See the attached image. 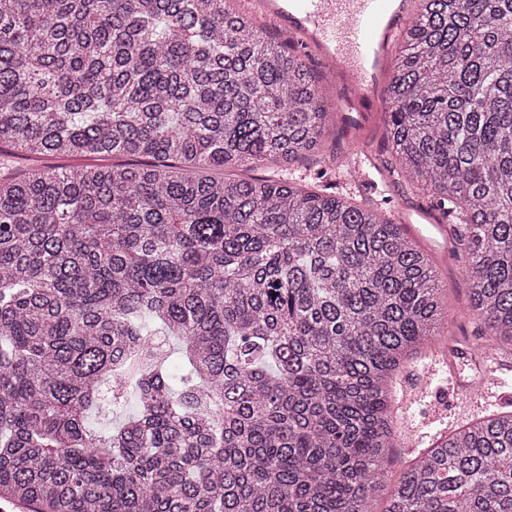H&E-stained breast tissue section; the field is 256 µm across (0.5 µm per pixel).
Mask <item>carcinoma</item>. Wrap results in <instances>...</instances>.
<instances>
[{
	"label": "carcinoma",
	"instance_id": "carcinoma-1",
	"mask_svg": "<svg viewBox=\"0 0 512 512\" xmlns=\"http://www.w3.org/2000/svg\"><path fill=\"white\" fill-rule=\"evenodd\" d=\"M385 93L397 175L512 345V0H420ZM326 136L316 75L231 0H0V144L146 159L0 179V502L373 512L399 359L448 323L438 274L351 182L213 176ZM385 512H512V413L415 457Z\"/></svg>",
	"mask_w": 512,
	"mask_h": 512
}]
</instances>
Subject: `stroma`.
Here are the masks:
<instances>
[{"instance_id":"35a3bbf8","label":"stroma","mask_w":512,"mask_h":512,"mask_svg":"<svg viewBox=\"0 0 512 512\" xmlns=\"http://www.w3.org/2000/svg\"><path fill=\"white\" fill-rule=\"evenodd\" d=\"M327 108L332 114L331 136L325 151L307 155L293 166L299 184L313 186L318 172H326L329 180H341L345 160L359 148H368L382 170H391L394 153L384 137L382 118L363 123L358 113L343 112L336 97H329ZM109 156L83 155L59 158H20L8 147L0 146V179L15 178L29 169L44 165L79 167L109 165ZM353 199L358 203H377L386 217L405 214L419 245L431 254L440 278L448 286L450 321L433 340L428 352L411 361L395 381L394 396L399 418L397 460L389 472L390 481H397L401 469L418 452L431 447L449 428L492 415L512 411V383H487L466 411L460 412L448 402L452 385L440 363L442 356L451 354L458 340H475L480 324L464 315L468 283L464 277L466 255L453 238L447 237L438 224L422 217L421 212L432 204V193L424 184L402 177L373 180L355 188Z\"/></svg>"}]
</instances>
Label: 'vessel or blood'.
Wrapping results in <instances>:
<instances>
[{"instance_id": "1", "label": "vessel or blood", "mask_w": 512, "mask_h": 512, "mask_svg": "<svg viewBox=\"0 0 512 512\" xmlns=\"http://www.w3.org/2000/svg\"><path fill=\"white\" fill-rule=\"evenodd\" d=\"M268 16L296 35L318 55L339 92V104L350 112H385L389 104L383 78L390 68L389 50L401 23L410 15L409 0H254ZM463 357L473 363L477 381L512 371V356L466 349ZM454 386L452 405H466L477 381L458 377L449 367Z\"/></svg>"}]
</instances>
